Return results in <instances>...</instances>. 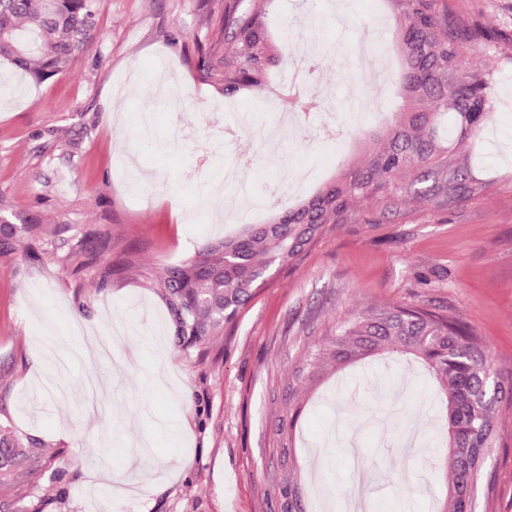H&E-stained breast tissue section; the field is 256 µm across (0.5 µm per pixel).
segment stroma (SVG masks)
I'll return each instance as SVG.
<instances>
[{"instance_id":"obj_1","label":"stroma","mask_w":512,"mask_h":512,"mask_svg":"<svg viewBox=\"0 0 512 512\" xmlns=\"http://www.w3.org/2000/svg\"><path fill=\"white\" fill-rule=\"evenodd\" d=\"M225 2L97 0V36L68 73L38 84L0 67L22 87L0 96V193L41 220L21 253L0 256V420L39 456L35 475L0 488V512H283L287 481L304 512H322L326 487L348 499L359 468L377 479L371 512H435L446 454L424 366L376 356L312 380L298 373L304 356L363 308L423 307L465 323L494 375L512 377V0H439L493 34L464 58L486 82L490 110L451 146L444 172L416 170L388 198L355 204L348 223L326 225L206 344L181 348L168 327L142 347L133 303L167 317L150 272L241 228L198 205L225 162L242 159L257 186L279 179L274 156L315 168L309 195L363 144L353 133L320 140L307 120L290 142L213 143L215 103L227 104L228 120L260 101L259 123L277 118V84L227 96L198 71L197 48L219 35ZM304 2L242 0L240 9L280 40L295 33ZM344 2V24L313 34L344 48L324 59L331 103L312 100L311 110L330 107L368 132L393 109L397 71L378 78L388 42L360 59L347 47L366 22L393 16L386 0ZM452 178L450 199L441 186ZM88 235L109 244L92 261L77 248ZM33 250L40 261L28 259ZM47 321L66 323L57 337L72 354L70 325H127L116 352L129 359L116 372L98 361L57 371L42 346ZM290 415L294 427L281 433ZM174 417L175 436L142 452L154 420ZM472 512H512V399L499 404Z\"/></svg>"}]
</instances>
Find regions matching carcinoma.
I'll return each mask as SVG.
<instances>
[{
	"label": "carcinoma",
	"mask_w": 512,
	"mask_h": 512,
	"mask_svg": "<svg viewBox=\"0 0 512 512\" xmlns=\"http://www.w3.org/2000/svg\"><path fill=\"white\" fill-rule=\"evenodd\" d=\"M396 26L391 45L401 60L399 83L405 108L394 113L380 143L359 162L342 168L311 196L280 204L267 222L247 224L231 237L232 252L217 256V240L194 257L151 274L163 289L174 335L192 347L217 335L265 284L270 259L286 263L302 252L294 244L302 226L342 224L356 202H371L411 171L440 165L450 145L466 139L489 112L487 85L466 72L468 45L488 42L484 29L447 19L438 0H389ZM96 0H0V64L18 68L36 83L67 72L98 31ZM222 52L199 50L198 69L233 94L266 84L270 64L290 61L288 43L270 41L256 15L224 7ZM0 199V254L14 253L39 219L16 224ZM385 350L422 360L441 382V404L450 443V489L469 491L483 470L479 449L495 444L496 407L512 395V382L492 390L491 363L479 339L455 320L416 307L368 308L336 329L327 348L308 354L304 369L317 372L328 359L354 363ZM37 459L10 426L0 423V483L21 482ZM285 512H300L296 488H281Z\"/></svg>",
	"instance_id": "1"
}]
</instances>
